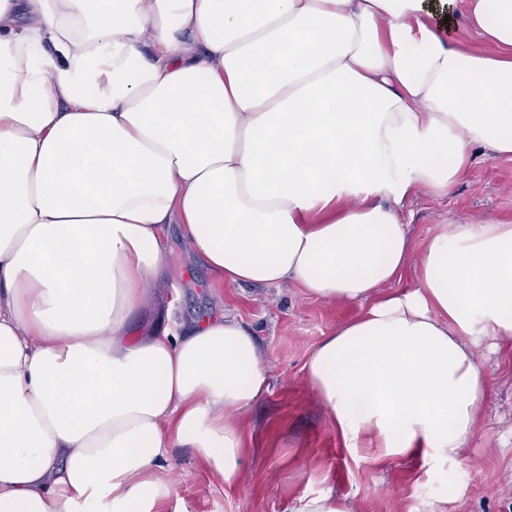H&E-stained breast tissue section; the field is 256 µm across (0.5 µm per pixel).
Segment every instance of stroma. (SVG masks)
<instances>
[{
  "label": "stroma",
  "instance_id": "obj_1",
  "mask_svg": "<svg viewBox=\"0 0 512 512\" xmlns=\"http://www.w3.org/2000/svg\"><path fill=\"white\" fill-rule=\"evenodd\" d=\"M414 249L455 224L493 219L512 224V158L478 159L452 196L419 193L405 207ZM165 280L173 318L188 323L221 314L237 317L265 352L267 392L242 416L247 448L234 485L192 449L172 451V501L157 512H294L304 496L332 493L350 512H512V352L484 353L488 396L478 430L463 456L433 469L418 458L375 464L346 447L307 386L313 347L361 303L278 287L227 285L191 262L177 226L164 238Z\"/></svg>",
  "mask_w": 512,
  "mask_h": 512
}]
</instances>
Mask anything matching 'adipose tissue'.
I'll return each mask as SVG.
<instances>
[{
    "label": "adipose tissue",
    "instance_id": "ef3b65f1",
    "mask_svg": "<svg viewBox=\"0 0 512 512\" xmlns=\"http://www.w3.org/2000/svg\"><path fill=\"white\" fill-rule=\"evenodd\" d=\"M481 154L512 156V0H0V512H155L175 448L239 480L253 331L132 328L171 224L218 281L364 302L305 366L347 447L460 456L512 224L407 285L403 208Z\"/></svg>",
    "mask_w": 512,
    "mask_h": 512
}]
</instances>
